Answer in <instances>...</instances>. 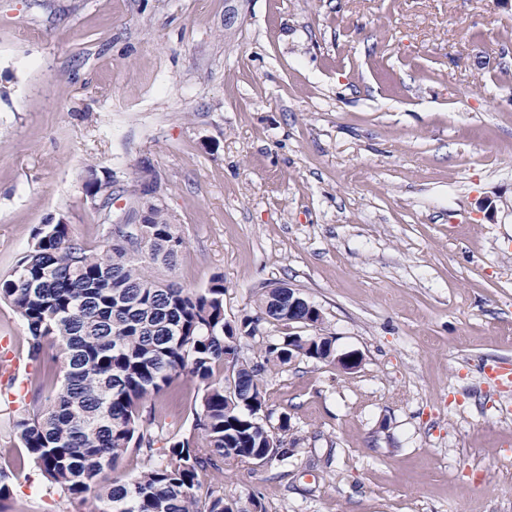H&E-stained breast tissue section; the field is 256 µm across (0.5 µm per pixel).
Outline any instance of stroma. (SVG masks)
I'll return each mask as SVG.
<instances>
[{
	"label": "stroma",
	"mask_w": 512,
	"mask_h": 512,
	"mask_svg": "<svg viewBox=\"0 0 512 512\" xmlns=\"http://www.w3.org/2000/svg\"><path fill=\"white\" fill-rule=\"evenodd\" d=\"M187 242L164 279L224 277L230 324L285 282L337 353L261 379L288 460L200 476L265 512H512V0H0V276L61 218L101 248L137 224L142 164ZM112 176L108 207L85 169ZM0 302V469L46 495L8 427L45 410ZM504 374L488 380L486 367ZM197 383L157 403L187 431Z\"/></svg>",
	"instance_id": "stroma-1"
}]
</instances>
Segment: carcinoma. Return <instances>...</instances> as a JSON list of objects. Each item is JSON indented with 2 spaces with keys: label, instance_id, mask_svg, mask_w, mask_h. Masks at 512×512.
<instances>
[{
  "label": "carcinoma",
  "instance_id": "carcinoma-1",
  "mask_svg": "<svg viewBox=\"0 0 512 512\" xmlns=\"http://www.w3.org/2000/svg\"><path fill=\"white\" fill-rule=\"evenodd\" d=\"M112 176L86 168L83 189L109 202ZM130 235L101 225L103 248L74 239L59 219L32 229L31 246L11 274L0 278V301L23 322L29 357L46 376L62 372L48 407L20 411L9 428L36 466L46 489L70 502L92 501V512H241L210 493L201 498L199 474L232 463L264 464L290 454L288 419L277 432L262 424V375L288 363V336L266 347L261 362L239 354L238 343L263 322L288 326L286 288H264L256 314L239 326L224 321V277L187 289L160 277L175 268L185 238L165 209L147 203ZM304 356L336 358L333 339L295 340ZM230 370L215 379L217 368ZM186 375L202 389L189 434L158 448L155 404ZM130 451L145 457L134 477L105 480ZM10 474L0 470V512H12Z\"/></svg>",
  "mask_w": 512,
  "mask_h": 512
}]
</instances>
